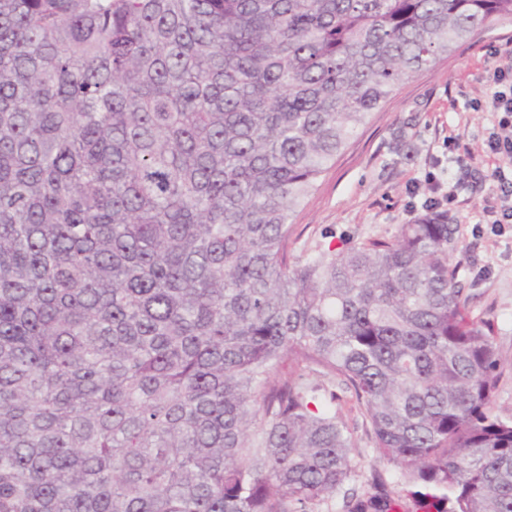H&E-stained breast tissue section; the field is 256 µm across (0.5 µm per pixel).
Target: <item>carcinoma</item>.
I'll use <instances>...</instances> for the list:
<instances>
[{
	"instance_id": "carcinoma-1",
	"label": "carcinoma",
	"mask_w": 512,
	"mask_h": 512,
	"mask_svg": "<svg viewBox=\"0 0 512 512\" xmlns=\"http://www.w3.org/2000/svg\"><path fill=\"white\" fill-rule=\"evenodd\" d=\"M501 21L512 0H0V512H512L456 228L288 253L371 114ZM337 393L342 396V400L340 401L342 414L348 425L354 430L355 445L357 452L361 455L363 465L353 485H355L359 491H363L369 488L368 480H371V471L367 467V464L375 454L373 443L366 432L364 417L356 409L350 408V404L346 403V397L342 392L337 390Z\"/></svg>"
}]
</instances>
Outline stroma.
<instances>
[{
  "label": "stroma",
  "instance_id": "obj_1",
  "mask_svg": "<svg viewBox=\"0 0 512 512\" xmlns=\"http://www.w3.org/2000/svg\"><path fill=\"white\" fill-rule=\"evenodd\" d=\"M512 55V23L499 22L405 81L372 113L320 177L293 217L289 249L313 254L325 237L352 246L392 237L433 209L447 215L465 247L459 277L473 316L493 320L502 359L495 411L512 418V223L485 209L498 190L490 174L512 160L492 153L500 115L487 76Z\"/></svg>",
  "mask_w": 512,
  "mask_h": 512
}]
</instances>
